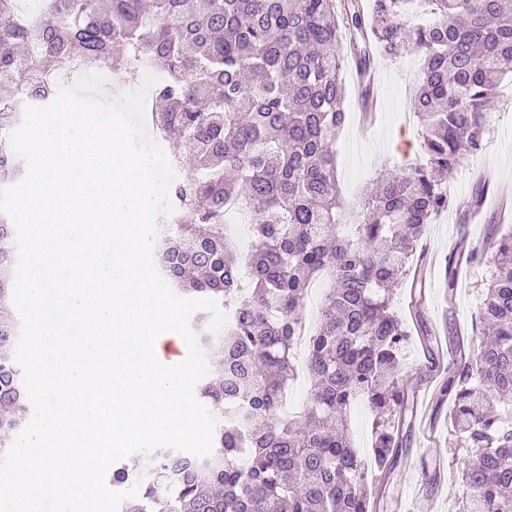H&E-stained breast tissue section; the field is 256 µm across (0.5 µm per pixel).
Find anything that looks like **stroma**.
<instances>
[{
    "label": "stroma",
    "mask_w": 512,
    "mask_h": 512,
    "mask_svg": "<svg viewBox=\"0 0 512 512\" xmlns=\"http://www.w3.org/2000/svg\"><path fill=\"white\" fill-rule=\"evenodd\" d=\"M385 76L370 128L362 126L355 74L342 68L346 120L336 140V172L345 202L359 201L379 174L400 169L422 155L421 127L412 99L421 78L418 53L383 61ZM495 114L480 153L466 157L448 176L447 210L426 225L408 263L409 276L393 291L392 308L409 330L400 375L412 409L399 428L402 441L390 467L369 471L377 512H459L448 489L464 449L448 425L452 403L442 384L458 368L455 341H481L479 315L495 273L489 238L512 233V215L500 217L498 200L512 199V85L491 105ZM483 197H476V189ZM478 250L481 260L448 279L446 266L458 250Z\"/></svg>",
    "instance_id": "stroma-1"
}]
</instances>
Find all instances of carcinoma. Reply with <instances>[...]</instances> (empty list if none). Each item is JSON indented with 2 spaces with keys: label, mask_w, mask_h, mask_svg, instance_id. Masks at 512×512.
<instances>
[{
  "label": "carcinoma",
  "mask_w": 512,
  "mask_h": 512,
  "mask_svg": "<svg viewBox=\"0 0 512 512\" xmlns=\"http://www.w3.org/2000/svg\"><path fill=\"white\" fill-rule=\"evenodd\" d=\"M414 0H43L20 16L0 0V101L18 102L41 71L75 58L119 74L156 61L153 127L188 167L171 187L181 222L161 228L160 272L180 294L235 297L226 328L194 331L214 368L199 398L218 419L213 452L169 448L112 467V487L144 479L119 512H373L365 464L347 413L364 400L376 419L374 463L398 447L392 417L405 402L398 371L407 331L392 290L423 225L448 208V172L481 151L488 111L512 77V10L506 0H423L432 18L405 21ZM42 51L33 55L32 47ZM420 52L423 79L413 112L423 156L385 173L354 210L339 194L333 146L344 125V58L360 78L364 106L380 58ZM22 160L0 136V185ZM250 208L251 252L240 260L224 236V203ZM496 275L480 324L493 335L459 352L448 382L450 425L466 449L459 468L462 512H512V235L492 242ZM15 228L0 213V454L27 424L28 398L13 360ZM333 286L307 340L308 409L281 416L296 374L293 349L311 283Z\"/></svg>",
  "instance_id": "carcinoma-1"
}]
</instances>
